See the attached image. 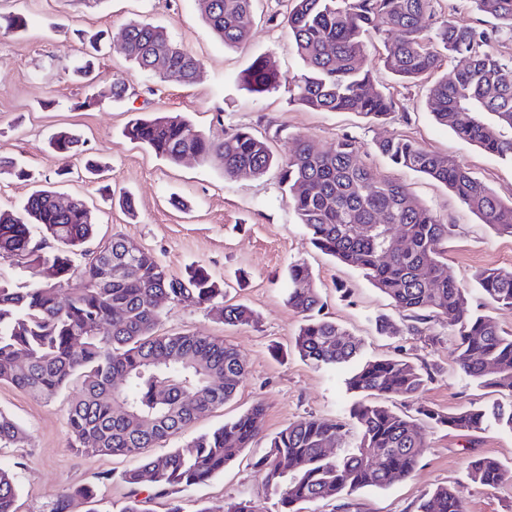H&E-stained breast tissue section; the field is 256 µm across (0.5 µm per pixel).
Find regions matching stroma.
<instances>
[{"label": "stroma", "instance_id": "stroma-1", "mask_svg": "<svg viewBox=\"0 0 512 512\" xmlns=\"http://www.w3.org/2000/svg\"><path fill=\"white\" fill-rule=\"evenodd\" d=\"M283 0H255L251 34L237 47L224 46L202 19L197 0H0V14L24 15L27 29L19 35L0 32V156L16 158L31 171L29 181L0 175V209L24 202L35 187L61 197L83 198L96 217L95 243L115 235L132 237L171 273L204 265L231 301L250 307L254 324L224 325L208 308L165 303L161 331L217 336L234 345L248 373L235 397L224 407L201 415L182 434L155 447L161 455L192 437L212 431L255 402L265 406L259 440L206 484L183 492L188 512L206 507L224 512L227 504L248 499L261 512H280L279 496L262 483L252 462L268 440L289 423L308 416L344 419L357 396L348 390V367L329 369L303 360L293 346L301 325L286 303L288 267L306 263L326 302L331 320L362 340L360 359L403 353L436 370L417 401L390 397L389 408L414 414L424 404L443 412L482 406L508 395L494 396L465 376L456 365L454 336L444 323L429 322L423 335L387 337L377 334L375 319L404 317L392 301L360 271L317 250L307 228L282 198L277 170L261 177L226 178L218 160L191 158L171 164L123 134L132 119L153 112L185 116L194 129L212 138L237 130L266 137L276 156H287L295 137H308L319 150L353 139L363 160L377 176L405 185L430 207L452 232L446 271L471 286L477 271L512 268V237L495 234L448 188L428 177L393 167L375 151L377 141L406 136L423 147L465 163L501 199H512V164L459 139L435 121L422 84L396 82L382 67L381 43L369 47L368 65L391 93L397 110L383 122L354 112H320L294 102L289 84L304 66L287 28L271 23ZM147 20L168 34L201 63L190 85L159 82L137 71L121 50L119 35L133 21ZM102 33L96 63L101 79L124 75L129 96L118 102L84 106L86 89L71 67L88 51L83 36ZM271 54L283 77L280 88L257 96L244 90L238 75L257 55ZM68 129L81 139L80 151L61 158L50 137ZM100 163V175L87 174L85 160ZM69 167L68 181L58 169ZM131 194L135 214L117 202ZM72 383L53 401L44 402L12 385L0 383V412L18 421L29 441L22 448H0V466L13 470L19 495L16 512H49L65 488L93 485L98 498L74 501L70 512H121L133 498H148L145 489L124 483L121 474L131 461L122 456H93L71 448L68 408L78 394ZM425 449L412 477L386 488H365L351 498L349 512H416L424 492L439 485L463 487L464 512H512V479L494 486L467 479L469 461L490 457L512 468V432L493 427L469 437L445 428H424Z\"/></svg>", "mask_w": 512, "mask_h": 512}]
</instances>
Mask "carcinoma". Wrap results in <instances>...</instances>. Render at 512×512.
I'll return each mask as SVG.
<instances>
[{"instance_id": "1", "label": "carcinoma", "mask_w": 512, "mask_h": 512, "mask_svg": "<svg viewBox=\"0 0 512 512\" xmlns=\"http://www.w3.org/2000/svg\"><path fill=\"white\" fill-rule=\"evenodd\" d=\"M202 15L224 45L248 39L255 0H198ZM493 20L489 26L443 20L439 0H287L281 22L288 28L306 73L295 82L293 100L315 111L355 112L384 120L397 102L384 91L367 64V40L384 44V69L400 81L414 82L441 67L444 59L464 57L468 65L428 87L436 121L460 139L512 162V68L491 50L512 38V0H473ZM126 58L140 71L164 82L187 85L200 61L145 21L128 24L120 35ZM164 66H156L157 59ZM238 82L249 92L276 90L281 74L268 55L255 57ZM81 106L120 101L129 86L124 76L92 85ZM124 135L155 155L177 164L187 153L216 157L224 176L247 171L254 177L279 168L285 201L306 226L322 253L359 270L372 286L414 321L422 334L433 320L456 336L455 362L469 378L512 397V334L503 331L487 305L512 307V270L483 269L475 274L482 303L474 308L469 289L448 277L442 245L450 228L419 203L408 189L378 177L358 159L355 141L344 139L319 151L298 138L280 160L264 139L246 131L215 141L196 131L180 114L156 112L133 120ZM50 145L61 156L77 149L67 130L55 132ZM393 165L424 174L451 189L496 233L512 237V203L506 204L457 159L427 150L407 138L375 145ZM56 192L35 191L17 210H0V259L26 268H43L46 280L20 288L0 280V383L8 382L51 400L80 380L68 425L71 447L92 455L131 457L137 464L122 473L139 487L150 475L157 495L185 491L224 472L261 433L264 405L255 403L219 428L200 434L172 452L150 456L146 450L190 428L198 416L224 406L247 375L236 348L215 336L158 332L163 309L157 299L208 305L229 326L256 322L243 304L224 303V288L196 265L178 277L129 236L90 249L95 220L78 197L66 209ZM53 241L34 239L32 227ZM405 242V249L395 244ZM80 255L78 269L73 257ZM286 302L302 316L295 348L317 366H340L358 356L361 340L322 315L324 302L304 262L288 267ZM434 373L396 354L355 365L348 389L363 397L349 411L358 435L343 455L348 428L342 420L309 417L290 423L268 441L254 468L278 492L281 512H296L303 502L345 499L367 488H384L410 477L425 442L416 419L382 405L379 399L415 400ZM418 414L439 427L479 433L496 425L512 432V405L466 407L440 412L421 406ZM26 431L0 412V447H23ZM475 484L495 486L512 478L491 458L468 464ZM97 488L64 491L50 512H68L74 499H91ZM15 475L0 467V512H15ZM416 512H464L463 491L442 485L420 498Z\"/></svg>"}]
</instances>
